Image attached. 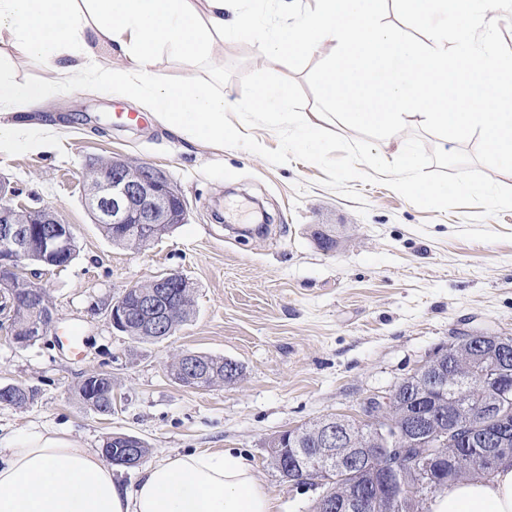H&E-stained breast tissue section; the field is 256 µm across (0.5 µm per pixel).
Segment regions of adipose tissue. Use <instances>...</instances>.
<instances>
[{
  "instance_id": "ef3b65f1",
  "label": "adipose tissue",
  "mask_w": 512,
  "mask_h": 512,
  "mask_svg": "<svg viewBox=\"0 0 512 512\" xmlns=\"http://www.w3.org/2000/svg\"><path fill=\"white\" fill-rule=\"evenodd\" d=\"M386 0H310L289 5L295 22L274 27L258 51L267 63L319 57L317 82L329 110L379 135L380 163L406 169L398 188L411 197L448 199L413 170L411 148L398 136L410 125L441 135L443 144L475 136L512 167V57L492 47L497 21L476 0H402L415 22L439 14L458 22L454 38L422 42L384 20ZM243 0H0V45L40 61L38 81H20L0 59V148L48 147L52 130L32 138L10 116L81 89H108L140 111L162 117L193 140L223 142L229 101L198 70L225 38L252 30ZM173 55L186 71L170 80L156 63ZM124 60L115 67L105 57ZM288 91L259 87L247 111L299 125L315 140L321 112H291ZM0 512H275V503L246 457L188 451L143 466L125 484L98 452L41 431L0 448ZM428 512H512V466L461 480L437 493Z\"/></svg>"
}]
</instances>
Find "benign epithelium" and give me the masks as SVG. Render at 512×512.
Instances as JSON below:
<instances>
[{
  "mask_svg": "<svg viewBox=\"0 0 512 512\" xmlns=\"http://www.w3.org/2000/svg\"><path fill=\"white\" fill-rule=\"evenodd\" d=\"M87 189L85 203L95 224H141L146 233L158 237L168 233L179 224L186 223L187 209L179 193L166 178L144 164H131L120 159H103L91 167L86 175ZM10 193L7 183L0 181V293L8 294L12 307V331L15 342L22 346L35 344L52 327L55 316L47 293L37 283L24 279L19 266L27 261L42 267H65L75 258L77 245L70 225L63 222L56 211L44 206L39 209L15 207L6 196ZM189 281L178 273H169L154 280L148 288L132 286L125 290L109 306L107 316L112 327L128 336L141 332L146 336H168L171 334L170 317L178 309L176 301L169 298L166 289L188 288ZM30 306V317L22 322L17 317L18 309ZM503 339L483 332H471L463 337L465 350L474 353L479 371L484 377L497 374L505 351L501 349ZM183 370L172 375L179 385L187 384L192 374L199 370L193 354H182ZM111 377L98 374L85 378L91 397L89 407L96 408L98 391L112 398ZM394 391L375 394L370 397L375 406L372 413L364 418L371 426L372 436L361 448H349L344 453L332 449L335 444L333 429L323 422L325 448L321 456L310 465L299 469L278 468L280 476L288 481L302 483L310 488H320L330 481L345 466L346 458L359 460H386L389 449L387 442L394 446L408 444V431L420 425H434L436 420L417 411L404 413L405 427L394 430L388 419V408ZM457 427L439 429L431 436L430 448L425 451L423 468L436 455V448L447 442L448 434ZM130 447L116 455H108L113 464L133 467L141 463L136 453L140 439L128 437ZM476 466L494 468L503 461L512 459V427L503 423L492 448L475 449ZM373 484L352 483L342 497L334 500L321 499L322 512H375L377 503L372 495Z\"/></svg>",
  "mask_w": 512,
  "mask_h": 512,
  "instance_id": "7a95c632",
  "label": "benign epithelium"
}]
</instances>
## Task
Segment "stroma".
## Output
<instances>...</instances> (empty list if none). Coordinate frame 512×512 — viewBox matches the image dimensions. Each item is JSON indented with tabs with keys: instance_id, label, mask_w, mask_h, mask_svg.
Listing matches in <instances>:
<instances>
[{
	"instance_id": "35a3bbf8",
	"label": "stroma",
	"mask_w": 512,
	"mask_h": 512,
	"mask_svg": "<svg viewBox=\"0 0 512 512\" xmlns=\"http://www.w3.org/2000/svg\"><path fill=\"white\" fill-rule=\"evenodd\" d=\"M317 59L292 57L275 73L299 82L307 111L324 110ZM256 38H225L199 72L230 101L243 73L264 68ZM132 103L102 90L29 112L26 125H52L53 149L0 152V179L15 206L53 207L70 224L78 252L63 268L24 265L55 310L50 335L16 345L0 311V385L36 388L23 408L0 405V446L50 430L101 448L126 434L149 460L188 450L240 451L276 512H310L318 490L281 478L270 463L273 436L328 415L359 418L365 400L413 374L454 336L479 330L512 336V211L483 220L493 243L460 238L466 207L423 210L385 185L353 182L361 201L321 186L316 165H273L241 148L181 135L150 113L118 120ZM101 158L144 164L181 193L187 221L148 249L113 245L85 206L86 170ZM334 239L322 250L315 232ZM169 273L193 287L194 314L167 339L145 343L113 329L105 309L127 288ZM79 330V348L68 336ZM236 362V381L193 390L167 373L183 352ZM112 377V414L82 404L87 376Z\"/></svg>"
}]
</instances>
